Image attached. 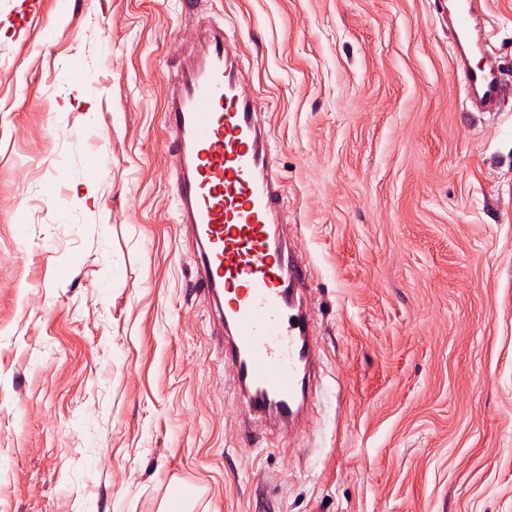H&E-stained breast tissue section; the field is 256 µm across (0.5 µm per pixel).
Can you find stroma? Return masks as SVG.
<instances>
[{"mask_svg": "<svg viewBox=\"0 0 512 512\" xmlns=\"http://www.w3.org/2000/svg\"><path fill=\"white\" fill-rule=\"evenodd\" d=\"M435 0H0V512H512V0L476 111ZM235 31L323 376L304 432L240 421L175 226L164 81ZM95 75L96 115L58 110ZM100 187L88 216L76 185ZM21 3L15 11V18L11 26L12 38L27 39L30 23L42 17L44 0H20Z\"/></svg>", "mask_w": 512, "mask_h": 512, "instance_id": "stroma-1", "label": "stroma"}]
</instances>
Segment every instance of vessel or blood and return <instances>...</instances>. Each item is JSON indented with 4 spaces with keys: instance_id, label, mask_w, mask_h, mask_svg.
Segmentation results:
<instances>
[{
    "instance_id": "b4317fda",
    "label": "vessel or blood",
    "mask_w": 512,
    "mask_h": 512,
    "mask_svg": "<svg viewBox=\"0 0 512 512\" xmlns=\"http://www.w3.org/2000/svg\"><path fill=\"white\" fill-rule=\"evenodd\" d=\"M487 6L438 2L454 33V61L474 100L490 111L500 100L499 76L468 64L483 43ZM43 12L44 0H21L13 38L27 37ZM173 69L163 106L171 196L191 246L194 283L223 330L214 346L239 387L244 425L272 413L296 424L315 401L318 345L302 310V259L282 230L287 216L268 133L223 27H201Z\"/></svg>"
}]
</instances>
